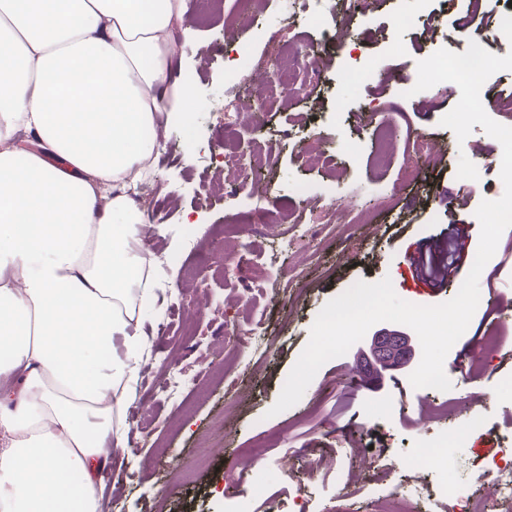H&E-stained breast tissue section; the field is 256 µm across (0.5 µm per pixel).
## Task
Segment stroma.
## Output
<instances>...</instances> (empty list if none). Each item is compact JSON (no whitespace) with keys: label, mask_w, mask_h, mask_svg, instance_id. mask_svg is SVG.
Instances as JSON below:
<instances>
[{"label":"stroma","mask_w":512,"mask_h":512,"mask_svg":"<svg viewBox=\"0 0 512 512\" xmlns=\"http://www.w3.org/2000/svg\"><path fill=\"white\" fill-rule=\"evenodd\" d=\"M184 0L181 44L174 76L192 92L188 120L166 135L146 207L153 224L142 248L159 267L160 298L140 310L152 336L151 353L124 418L129 431L112 458L117 481H100L104 512H295L304 496L309 512H370L377 488L369 461L396 460L418 447H446L430 469L391 473L390 485L407 483L419 512H434L437 491L448 480L466 483L486 458L512 442V346L488 351L489 368L475 386L453 368L472 350L476 335L512 337V228L479 279L480 302L449 351L444 369L452 384L445 394L408 384L409 369L379 388H357L355 371L370 358L350 348L325 363L301 400L276 416L286 378L310 339L323 306L356 282L390 278L396 294L411 303L452 299L461 279L431 288L413 277L409 254L465 227L462 268L470 270L482 200L502 196V147L474 125L465 141L441 126L458 102L451 82L404 97L390 73L416 76L418 61L441 48L465 52L468 34L455 19L467 0H374L368 20L337 36L336 19L350 0ZM253 17L239 24L241 14ZM442 19L438 34L421 41L429 17ZM308 45L321 70L307 73L309 96L263 95L265 107L245 131L246 141L271 155L232 203H225V124L236 121L234 104L256 88L241 74L273 75L262 66L275 47ZM421 131L446 151L444 166L423 167L412 180L400 172L409 160V133ZM318 144L322 162L302 160V147ZM481 147L484 162L472 149ZM367 210L369 223L327 224L304 212L307 199ZM290 245H283V238ZM251 294L247 303L239 294ZM264 329L263 345L253 332ZM185 378L177 392L164 391L170 376ZM482 402L470 401L471 388ZM456 401L445 421L430 419L438 398ZM263 450L241 467V449Z\"/></svg>","instance_id":"stroma-1"}]
</instances>
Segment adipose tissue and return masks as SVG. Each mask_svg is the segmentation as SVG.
Masks as SVG:
<instances>
[{
	"label": "adipose tissue",
	"mask_w": 512,
	"mask_h": 512,
	"mask_svg": "<svg viewBox=\"0 0 512 512\" xmlns=\"http://www.w3.org/2000/svg\"><path fill=\"white\" fill-rule=\"evenodd\" d=\"M181 18V0H0V512H100L152 345L140 185L193 108Z\"/></svg>",
	"instance_id": "1"
}]
</instances>
